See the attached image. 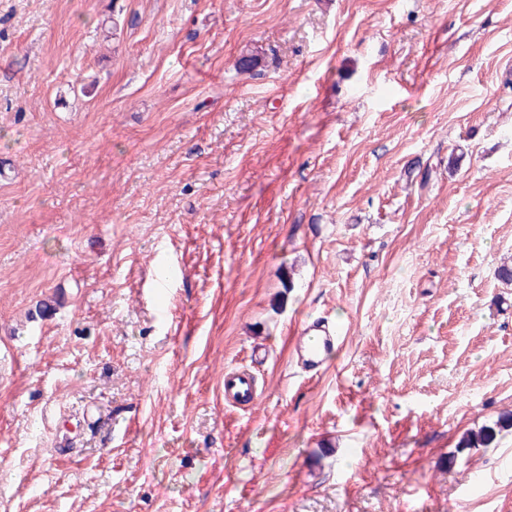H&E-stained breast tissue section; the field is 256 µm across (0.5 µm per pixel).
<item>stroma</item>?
<instances>
[{
	"instance_id": "stroma-1",
	"label": "stroma",
	"mask_w": 512,
	"mask_h": 512,
	"mask_svg": "<svg viewBox=\"0 0 512 512\" xmlns=\"http://www.w3.org/2000/svg\"><path fill=\"white\" fill-rule=\"evenodd\" d=\"M508 65L512 0H0V512H512ZM296 336L298 361L305 371L317 374L324 369L336 346L337 331L320 321L307 323ZM256 398V382L251 374L244 371H225L224 399H231L237 403L252 405L255 403ZM512 429V415L502 416L490 425L475 432H469L461 437L459 447L462 448H487L495 442L497 436L503 431Z\"/></svg>"
}]
</instances>
